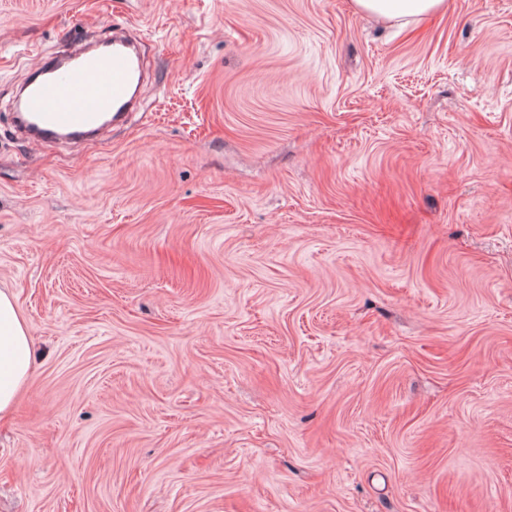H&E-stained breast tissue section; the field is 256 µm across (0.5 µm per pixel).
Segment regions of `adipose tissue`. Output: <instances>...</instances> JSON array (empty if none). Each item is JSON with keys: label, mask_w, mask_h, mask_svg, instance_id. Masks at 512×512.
<instances>
[{"label": "adipose tissue", "mask_w": 512, "mask_h": 512, "mask_svg": "<svg viewBox=\"0 0 512 512\" xmlns=\"http://www.w3.org/2000/svg\"><path fill=\"white\" fill-rule=\"evenodd\" d=\"M357 11L385 21L402 22L444 11L447 0H353ZM34 362L25 322L10 294L0 290V417L13 412Z\"/></svg>", "instance_id": "obj_1"}]
</instances>
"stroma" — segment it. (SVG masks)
I'll return each mask as SVG.
<instances>
[{
  "label": "stroma",
  "instance_id": "1",
  "mask_svg": "<svg viewBox=\"0 0 512 512\" xmlns=\"http://www.w3.org/2000/svg\"><path fill=\"white\" fill-rule=\"evenodd\" d=\"M0 0V512H512V0ZM121 25L142 107L15 126ZM353 4L358 12L390 22L425 18L448 8L446 0H353ZM28 328L10 294L0 290V417L11 414L34 362Z\"/></svg>",
  "mask_w": 512,
  "mask_h": 512
}]
</instances>
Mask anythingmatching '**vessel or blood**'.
<instances>
[{"mask_svg": "<svg viewBox=\"0 0 512 512\" xmlns=\"http://www.w3.org/2000/svg\"><path fill=\"white\" fill-rule=\"evenodd\" d=\"M144 78L137 42L114 30L95 48L75 49L65 63L40 67L23 88L16 121L25 129L37 126L33 139L38 143L52 134H100L109 119L136 108Z\"/></svg>", "mask_w": 512, "mask_h": 512, "instance_id": "1", "label": "vessel or blood"}]
</instances>
